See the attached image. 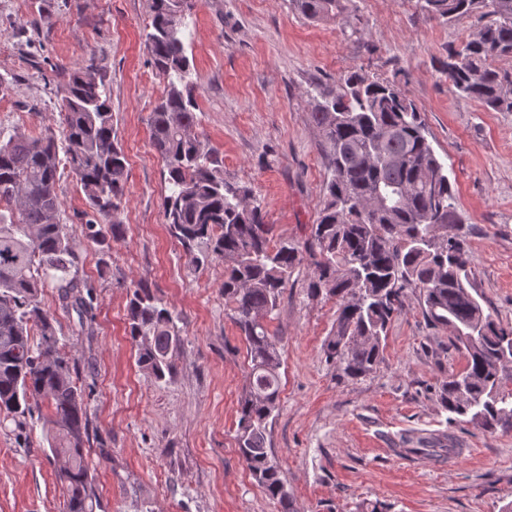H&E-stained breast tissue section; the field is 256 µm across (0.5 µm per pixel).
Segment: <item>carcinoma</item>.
<instances>
[{"instance_id": "carcinoma-1", "label": "carcinoma", "mask_w": 512, "mask_h": 512, "mask_svg": "<svg viewBox=\"0 0 512 512\" xmlns=\"http://www.w3.org/2000/svg\"><path fill=\"white\" fill-rule=\"evenodd\" d=\"M195 0H150L146 33L151 65L165 80L148 116L151 146L164 163L163 201L170 232L190 256L194 249L224 262V299L245 343L251 372L240 402L237 445L265 496L281 512L293 501L268 448L269 421L280 410L282 356L268 321L295 269L309 257L307 295L336 298V325L324 343L327 362L358 381L384 362L388 327L416 294L422 316L448 332L466 360L438 389L453 420L485 431L512 430V325L492 318L468 267L467 234L448 170L427 137L415 104L398 85L350 75L336 95L323 96L310 119L332 177L323 206L299 247L274 242L276 225L252 187L224 178L219 152L197 131L194 86L186 81V18ZM310 20L334 19L344 0H291ZM434 18L452 22L480 13L477 34L448 49L438 70L448 87L489 111L512 112V0H424ZM61 135L0 132V425L44 421L65 512L100 508L87 462L88 407L75 364L38 299L56 288L59 305L75 312L72 332L94 333L93 286L81 279L80 256L61 219V164L78 177L87 209V238L103 243L122 231L127 158L112 127L104 79L76 69L59 86ZM137 363L157 380L174 369L180 344L173 313L146 284L134 286L127 307Z\"/></svg>"}]
</instances>
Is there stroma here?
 <instances>
[{
  "label": "stroma",
  "instance_id": "35a3bbf8",
  "mask_svg": "<svg viewBox=\"0 0 512 512\" xmlns=\"http://www.w3.org/2000/svg\"><path fill=\"white\" fill-rule=\"evenodd\" d=\"M38 14L45 24L18 33ZM150 23L149 0H0V77L12 84L0 96V131L59 128L54 85L63 69L92 63L128 160L120 239L86 238L79 180L64 167L57 185L80 274L94 286L93 338L73 335L54 288L39 299L80 368L99 512H278L237 447L249 369L224 301V264L191 270L164 218L168 185L147 117L165 81L150 64ZM187 23L201 137L220 152L225 178L252 187L283 241L303 242L332 176L310 120L316 98L339 92L349 74L396 82L448 168L475 286L493 318L512 324V112L449 93L437 69L476 32V17L433 19L422 0H346L336 19L313 21L291 0H196ZM313 272L306 262L295 270L268 323L283 361L268 440L297 512H357L376 500L389 512H500L512 501V431L449 421L439 406L437 388L465 365L447 332L408 298L377 372L346 380L325 360L337 305L308 297ZM140 283L174 312L182 339L161 381L138 367L128 332ZM412 433L434 437L440 451L403 452ZM102 444L111 461L100 460ZM63 501L38 416L0 427V512H63Z\"/></svg>",
  "mask_w": 512,
  "mask_h": 512
}]
</instances>
